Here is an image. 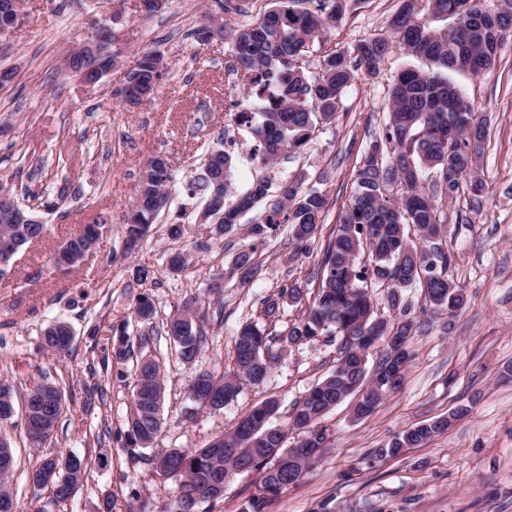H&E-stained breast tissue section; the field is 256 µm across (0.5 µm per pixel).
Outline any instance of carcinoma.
<instances>
[{
  "mask_svg": "<svg viewBox=\"0 0 512 512\" xmlns=\"http://www.w3.org/2000/svg\"><path fill=\"white\" fill-rule=\"evenodd\" d=\"M316 2L314 8L304 4ZM345 0H274L251 23L239 30L231 55L242 71L247 86L246 98H255L251 112L238 117L248 125L257 142V151L271 165L281 154L295 150L310 139L319 125L332 120L346 89L355 79L350 60L343 53L326 56L321 74L310 77L302 59L319 33L336 26L344 14ZM403 0L390 27L406 52L425 59L438 71L424 73L405 68L394 77L388 94V113L382 139L373 141L356 171L355 190L349 204L325 242L317 241V232L328 211V198L321 190L302 189L299 180L289 181L278 191L277 200L265 211L263 222L246 229L250 243L243 245L232 259L229 276L242 286L257 273L256 245L280 230L287 218L289 240L296 253H308L319 247L321 260L317 276L319 293L303 316L288 325L284 341L301 345L318 336L339 340V354L333 372L312 388L293 406L295 416L287 425H272L278 402L272 398L245 413L236 426L223 435L222 447L207 445L196 450L171 449L155 458L159 465L169 459L182 469L179 496L188 499L204 490L202 500L217 503L224 499L221 489L225 472L247 467L260 473L258 487L241 507V512H267L271 503L288 488L303 480L319 456L315 448H286L288 431L307 436L314 432L316 442L327 441L318 421L353 395V386L365 391V407H356L370 415L388 392L400 387L412 359L413 341L423 322L410 316L403 293L420 288L433 311L459 310L464 291L448 279L450 258L436 246L444 231V205L461 195L463 180L473 170L474 146L486 136L487 118L476 111L446 71L478 75L496 62L504 41L512 35V0H500L495 7H484L480 0H425L427 13L452 18L449 28H433L420 20L416 4ZM389 42L380 36L359 40L353 48L357 66L374 75L384 61ZM157 62L161 54L145 52L137 62L138 72L159 81L161 72L150 68L148 59ZM217 161L206 160L199 176L185 185L187 195H200L221 219L222 230L229 234L240 227L239 215L253 209L269 196L271 183L266 178L253 182L250 189L227 202L232 192L231 156L224 144L209 150ZM149 164L150 190L136 191L133 222L124 224L125 253L139 250L162 209L154 197L169 199L173 177L168 162ZM401 186V193H386L390 184ZM441 187L436 193L433 187ZM416 237H411L410 232ZM46 227L36 224L0 222V239L20 237L27 244L45 236ZM99 233L85 224L79 233L64 242L52 256V264L72 269L80 266L85 252L95 246ZM369 252L370 265L360 264L362 253ZM383 284L389 288L388 307L399 312L397 320L381 321L370 297L369 288ZM301 300L300 287L293 284L280 290L275 299L264 301L262 317L276 319L282 304ZM155 313L154 303L145 294L137 297L134 315L148 322ZM169 339L177 347L184 363L193 362L203 344V332L195 313L182 309L166 323ZM69 329L64 323L47 327L41 337L43 350L66 355L71 344H63ZM106 334L116 340L114 355L126 357L124 343L127 323L103 324L94 335ZM384 342V350L374 372L367 364L370 349ZM235 373L203 372L192 383L214 391L221 404L240 392V380L254 385L265 383L278 355L267 344L266 335L256 321H246L234 337ZM165 386L161 369L146 358L137 366L132 405L126 419L125 441L129 448H148L160 431ZM60 388L42 382L28 390L24 404L38 410L53 400ZM458 406L450 415L439 416L410 427L373 451L383 460L396 458L406 448L422 446L448 430L450 420L465 414ZM72 488L54 487L57 499L68 500L75 486L83 482L85 459H68ZM12 471H0V512H20L8 488Z\"/></svg>",
  "mask_w": 512,
  "mask_h": 512,
  "instance_id": "carcinoma-1",
  "label": "carcinoma"
}]
</instances>
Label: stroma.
<instances>
[{
  "label": "stroma",
  "instance_id": "1",
  "mask_svg": "<svg viewBox=\"0 0 512 512\" xmlns=\"http://www.w3.org/2000/svg\"><path fill=\"white\" fill-rule=\"evenodd\" d=\"M206 0H166L161 10L143 14L135 0H112L120 12L114 46L119 58L103 79L89 86L63 69L66 49L87 38L96 0H26L18 27L0 37V68H13V83L0 87V183L13 191L48 192L68 180L71 196L51 209L36 206L45 236L24 246L0 277V380L17 393L49 381L60 387L65 407L52 437L30 443L22 414L6 433L16 458L11 487L22 512H174L175 479L164 476L156 456L173 448H200L228 433L238 417L269 398L280 402L277 423H285L293 403L322 381L336 364V342L322 336L282 347L288 324L299 319L320 288L317 254H296L287 229L257 249L259 271L250 285H239L226 271L245 239L217 235L196 215L204 202L182 193L218 136L236 137L232 180L245 192L259 178L281 186L302 178L329 199L323 233H330L339 211L354 191L355 171L368 144L382 133L387 91L397 71L428 72V61L393 43L377 75L357 71L332 121L321 124L300 150L263 165L250 150V128L230 123L224 61L232 35L254 20L241 9L224 13V34L198 41L205 23L199 7ZM402 0H348L342 21L315 39L303 60L316 76L324 56L352 54L368 36H389L388 24ZM153 49L164 58L155 99L132 110L118 89L140 54ZM448 78L477 111L485 113L488 132L474 174L487 186L480 207L465 197L445 205L441 246L451 263L448 277L465 291L455 313L427 310L420 289L404 293L413 314L426 318L414 342L403 383L368 417L353 420L344 401L320 421L331 443L311 474L288 489L268 512H316L331 501L338 512H512V37L495 66L478 76L452 72ZM79 141V161L61 164L63 140ZM165 155L180 191L145 237L139 253L123 252V216L150 158ZM105 219L98 246L80 269L61 273L52 255L81 225ZM190 256L182 272L170 273V252ZM154 270L142 283L138 266ZM224 286L211 292L218 274ZM298 285V304L285 307L279 320L266 324L267 342L278 358L267 382L243 383L232 402L217 411H198L188 396L192 378L204 371L235 369L233 338L247 320L258 319L263 303L283 285ZM147 293L155 303L152 324L134 320L135 298ZM197 309L205 340L193 363L179 362L164 325L178 309ZM63 322L74 339L69 355L43 352L40 338L49 325ZM128 325V358L110 357L97 323ZM151 358L164 370L162 426L149 448L125 445V420L132 404L135 367ZM467 412L444 434L395 459L371 461L375 448L400 431L448 414ZM73 453L84 457L88 472L76 494L56 500L51 489L36 488L29 472L43 456Z\"/></svg>",
  "mask_w": 512,
  "mask_h": 512
}]
</instances>
